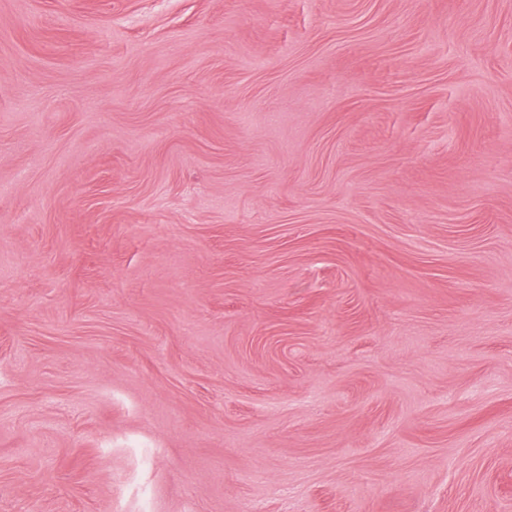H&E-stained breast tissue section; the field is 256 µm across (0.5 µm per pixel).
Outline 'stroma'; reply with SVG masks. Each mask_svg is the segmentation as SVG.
Segmentation results:
<instances>
[{
	"label": "stroma",
	"instance_id": "obj_1",
	"mask_svg": "<svg viewBox=\"0 0 512 512\" xmlns=\"http://www.w3.org/2000/svg\"><path fill=\"white\" fill-rule=\"evenodd\" d=\"M0 512H512V0H0Z\"/></svg>",
	"mask_w": 512,
	"mask_h": 512
}]
</instances>
